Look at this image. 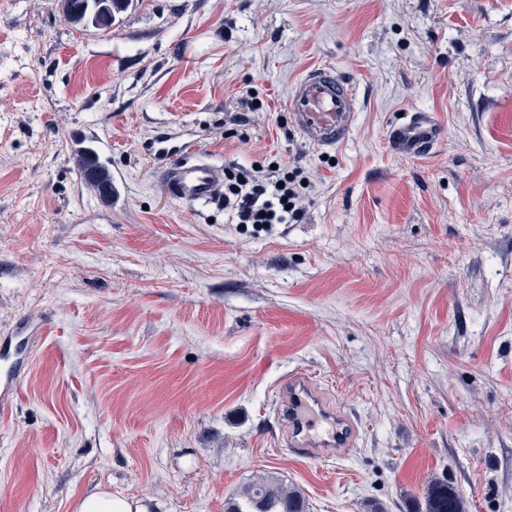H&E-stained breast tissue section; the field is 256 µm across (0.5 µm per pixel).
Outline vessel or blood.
<instances>
[{"label": "vessel or blood", "instance_id": "obj_1", "mask_svg": "<svg viewBox=\"0 0 512 512\" xmlns=\"http://www.w3.org/2000/svg\"><path fill=\"white\" fill-rule=\"evenodd\" d=\"M353 84L329 66L310 70L288 92V110L302 138L317 147H332L349 136L357 110ZM442 135L440 124L427 112H408L391 125L389 140L399 153L418 158L428 155ZM166 161L163 186L167 195L189 204L206 203L224 194V171L204 158L181 156L179 150L160 143ZM278 415L286 446L304 457L346 455L355 447L359 430L343 406L326 405L316 379L304 371L284 378L277 391Z\"/></svg>", "mask_w": 512, "mask_h": 512}]
</instances>
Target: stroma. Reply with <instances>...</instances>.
I'll return each instance as SVG.
<instances>
[{"instance_id": "35a3bbf8", "label": "stroma", "mask_w": 512, "mask_h": 512, "mask_svg": "<svg viewBox=\"0 0 512 512\" xmlns=\"http://www.w3.org/2000/svg\"><path fill=\"white\" fill-rule=\"evenodd\" d=\"M321 66L358 92L325 150L287 106ZM416 110L444 138L410 158L388 130ZM161 131L223 167H305L302 220L255 236L173 200ZM4 350L0 512L98 490L225 512L260 476L308 512H415L438 479L512 512V0H133L105 30L0 0ZM297 370L357 418L351 454L281 445ZM80 166L87 184L95 188L99 193L104 185H110L112 195V178L106 167L100 162L98 153L92 148L78 150Z\"/></svg>"}]
</instances>
